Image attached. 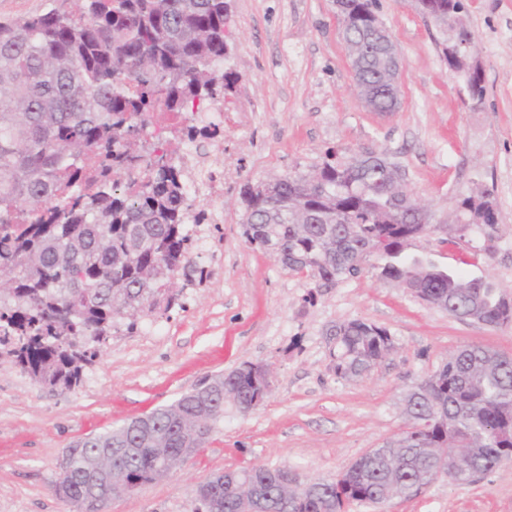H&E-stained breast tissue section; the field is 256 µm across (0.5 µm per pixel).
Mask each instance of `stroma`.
<instances>
[{
  "label": "stroma",
  "mask_w": 512,
  "mask_h": 512,
  "mask_svg": "<svg viewBox=\"0 0 512 512\" xmlns=\"http://www.w3.org/2000/svg\"><path fill=\"white\" fill-rule=\"evenodd\" d=\"M401 57L397 112L369 111L358 97L333 0H230L225 71L238 82L224 101V193L203 201L220 225L195 233L209 278L184 291V309L112 337L71 392L0 365V512H71L55 493L60 462L89 433L169 405L200 380L244 362L271 369L272 390L249 414L224 409L201 456L106 512H194L195 486L245 465L285 467L333 479L406 427V397L451 352L469 344L512 356V326L461 320L379 279L371 266L330 288L252 248L242 234L241 189L271 176L309 173L328 152L348 161L371 152L399 170L427 208L429 229L409 256L512 297V0H467L473 59L484 70L479 108L449 69L444 33L415 0H379ZM490 191L500 224L493 238L458 233L460 197ZM361 319L386 327L393 352L370 373L338 378L330 332ZM388 512H512V461L473 482L442 477L397 498Z\"/></svg>",
  "instance_id": "1"
}]
</instances>
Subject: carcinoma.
Returning <instances> with one entry per match:
<instances>
[{"instance_id":"carcinoma-1","label":"carcinoma","mask_w":512,"mask_h":512,"mask_svg":"<svg viewBox=\"0 0 512 512\" xmlns=\"http://www.w3.org/2000/svg\"><path fill=\"white\" fill-rule=\"evenodd\" d=\"M76 13L61 6L0 22V362L18 367L52 390L79 386L85 366L119 325L183 308L178 277H208L191 260L188 224H203L205 211L186 196L175 146L224 143L216 125L184 126L183 112L208 101L223 104L234 75L221 67L227 52V0H81ZM437 25L445 44H471L460 20L465 0H444ZM343 38L362 94L372 112H394L392 69L371 31L377 0H348ZM448 67L485 96L483 71L443 48ZM144 166L142 177L123 183L109 176ZM354 162L333 154L311 174H288L245 185L243 236L284 267L306 272L328 287L360 273L357 264L376 255L383 279L398 281L416 297L451 315L478 312L479 322L512 324V303L482 277H466L413 260L409 241L428 230L411 223L415 197L395 166L371 168L357 180ZM489 195L459 201L458 230L477 223ZM334 370L362 375L392 336L384 327L355 319L337 325ZM217 384L202 405L196 390L156 408L149 439L131 430L134 420L88 435L70 451L73 465L60 499L68 504L88 492L87 473L112 475L114 496L133 494L182 463V449L200 453L210 442L192 438L205 422L224 418V403L256 410L257 387L247 365L212 377ZM443 417L430 424L435 407ZM409 428L397 447H383L370 462L341 480L317 482L299 512H348L374 506L386 495H410L430 467L432 449L446 446L487 475L512 448V359L481 345L459 349L436 370V386L413 389ZM137 452L118 459L112 448ZM280 469L254 465L249 478L267 482L273 501L292 490ZM221 512H240V499L219 487Z\"/></svg>"}]
</instances>
